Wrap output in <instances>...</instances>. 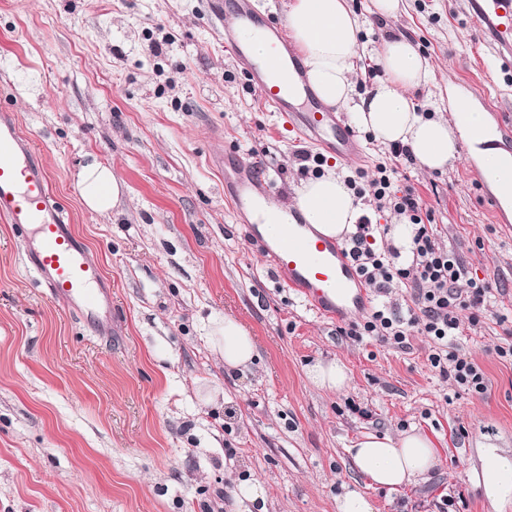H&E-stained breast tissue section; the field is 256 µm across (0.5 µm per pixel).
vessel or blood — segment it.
Returning <instances> with one entry per match:
<instances>
[{
	"label": "vessel or blood",
	"instance_id": "1",
	"mask_svg": "<svg viewBox=\"0 0 512 512\" xmlns=\"http://www.w3.org/2000/svg\"><path fill=\"white\" fill-rule=\"evenodd\" d=\"M234 16L224 46L267 111L280 113L299 138L341 159L361 158L354 134L339 113L323 107L308 83L301 57L261 0H224ZM469 12L494 34L495 51L512 68V0H469ZM258 31L268 44L255 57L241 31ZM272 184L254 163L239 157L224 191L239 223L271 262L279 281L300 293L319 314L342 319L365 304V290L347 256L345 242L308 228L303 220L284 225L283 235L263 233L264 200ZM0 222L11 225L24 244L26 265L50 298L75 312L91 334L112 333V289L97 259L68 224L59 197L17 116L0 112Z\"/></svg>",
	"mask_w": 512,
	"mask_h": 512
}]
</instances>
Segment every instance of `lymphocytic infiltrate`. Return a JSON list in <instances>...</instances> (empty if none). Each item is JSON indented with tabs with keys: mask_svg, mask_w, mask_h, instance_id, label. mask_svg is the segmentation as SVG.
I'll list each match as a JSON object with an SVG mask.
<instances>
[{
	"mask_svg": "<svg viewBox=\"0 0 512 512\" xmlns=\"http://www.w3.org/2000/svg\"><path fill=\"white\" fill-rule=\"evenodd\" d=\"M394 165H379L371 182L372 200L377 210H390L406 217L413 226V258L409 265L396 261V251L381 253L374 249L371 238L374 227L361 222L349 237L348 256L364 283L384 293L394 284L413 291L414 306L400 315L386 307L375 308L362 321L350 324L351 336H368L397 348H406L411 332L428 336L434 350L428 360L441 377L453 380L464 393H483L485 374L478 363L461 353L454 343L460 333L462 317L477 321L479 312L492 294L486 282H470L468 290L457 287L467 275L463 260L436 240L433 225L423 219V204L414 187L398 190L393 186L398 161H410L411 153L403 145L391 147Z\"/></svg>",
	"mask_w": 512,
	"mask_h": 512,
	"instance_id": "obj_1",
	"label": "lymphocytic infiltrate"
}]
</instances>
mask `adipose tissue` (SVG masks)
<instances>
[{"label": "adipose tissue", "mask_w": 512, "mask_h": 512, "mask_svg": "<svg viewBox=\"0 0 512 512\" xmlns=\"http://www.w3.org/2000/svg\"><path fill=\"white\" fill-rule=\"evenodd\" d=\"M287 21L318 99L328 107L351 110L356 127L380 143L408 146L418 168L434 171L453 165L461 157V144L470 142L473 129L486 127V115L477 108L464 117L455 111L437 119L418 114L414 94L427 82L429 70L413 41L402 33L384 39L377 53L382 77L365 96H356L359 22L347 0H289ZM482 173L502 203L512 205V155L484 152ZM76 180L85 205L95 213L108 214L120 200L123 186L107 166L84 165ZM264 212L271 224L299 213L319 234L341 238L354 231L362 203L342 177L330 170L301 182L288 203L265 204ZM209 343L229 369L248 367L257 353L254 337L231 315L214 323ZM350 454L355 467L372 484L391 490L427 480L438 464L432 440L414 430L395 437L365 434ZM483 475L486 498L500 510L511 505L512 457L486 449Z\"/></svg>", "instance_id": "1"}]
</instances>
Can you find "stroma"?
Listing matches in <instances>:
<instances>
[{
  "label": "stroma",
  "instance_id": "stroma-1",
  "mask_svg": "<svg viewBox=\"0 0 512 512\" xmlns=\"http://www.w3.org/2000/svg\"><path fill=\"white\" fill-rule=\"evenodd\" d=\"M360 20L357 95L378 75L373 55L402 32L432 78L417 110L448 112V96L480 82L487 103L512 113V72L490 49L467 0H404L378 21L374 0H349ZM232 16L211 0H0V108L14 112L40 151L75 233L112 283L116 329L93 336L50 299L0 223V512H337L346 490L376 512H493L474 478L488 446L512 456V362L493 348L512 330V210L493 223L468 160L424 173L415 187L441 246L494 297L457 342L484 370L487 389L456 395L431 368L429 338L397 349L339 335L276 279L235 223L224 170L233 147L290 200L303 179V144L265 111L224 47ZM365 162L328 157L340 176L374 179L390 148L356 134ZM98 161L124 185L100 215L83 204L80 166ZM234 315L255 337L252 366L226 370L207 341ZM338 359L350 373L336 393L306 371ZM417 427L435 442L425 482L375 489L353 465L367 432ZM260 483L264 507L238 499Z\"/></svg>",
  "mask_w": 512,
  "mask_h": 512
}]
</instances>
